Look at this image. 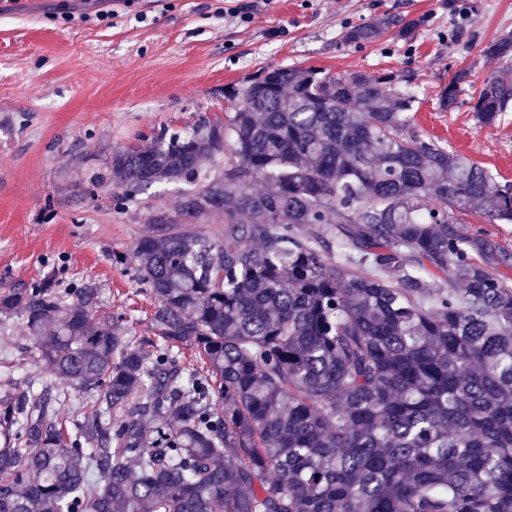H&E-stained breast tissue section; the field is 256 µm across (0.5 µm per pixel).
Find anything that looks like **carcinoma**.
<instances>
[{
  "mask_svg": "<svg viewBox=\"0 0 512 512\" xmlns=\"http://www.w3.org/2000/svg\"><path fill=\"white\" fill-rule=\"evenodd\" d=\"M231 99L89 181L117 210L198 184L134 249L154 338L91 281L0 293L41 363L0 394V512H512V283L451 218L512 224V185L423 139L393 72L284 67ZM511 103L491 80L473 112ZM214 214L224 237L190 228Z\"/></svg>",
  "mask_w": 512,
  "mask_h": 512,
  "instance_id": "1",
  "label": "carcinoma"
}]
</instances>
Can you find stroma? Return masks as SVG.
<instances>
[{"mask_svg": "<svg viewBox=\"0 0 512 512\" xmlns=\"http://www.w3.org/2000/svg\"><path fill=\"white\" fill-rule=\"evenodd\" d=\"M132 0L118 16H0V293L52 279L67 288L92 280L103 310L122 313L137 336L151 335L153 303L133 278L132 255L158 211L174 210L188 183L154 184L117 211L113 187L87 191L118 147L149 146L152 130L184 132L200 116L226 121L229 88L270 70L318 67L333 74L391 71L409 76L417 102L412 124L423 137L461 153L512 184V109L498 124H478L473 105L493 78L512 82V61L483 49L512 35V0ZM398 24L379 40L351 44L344 29L378 15ZM469 77L455 107L437 94L460 70ZM470 233L489 240L488 268L512 280V224L476 213ZM14 378L35 374L23 332L0 320V359Z\"/></svg>", "mask_w": 512, "mask_h": 512, "instance_id": "35a3bbf8", "label": "stroma"}]
</instances>
